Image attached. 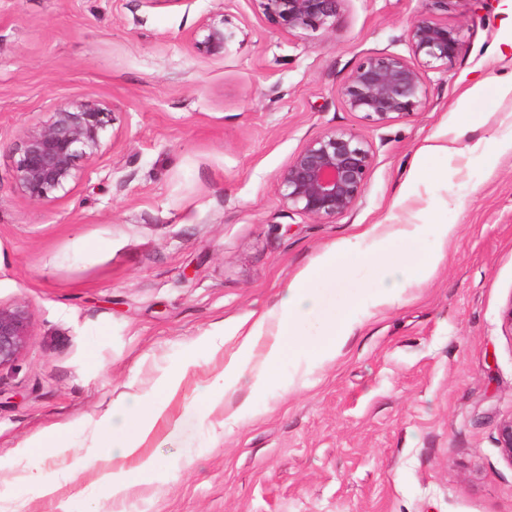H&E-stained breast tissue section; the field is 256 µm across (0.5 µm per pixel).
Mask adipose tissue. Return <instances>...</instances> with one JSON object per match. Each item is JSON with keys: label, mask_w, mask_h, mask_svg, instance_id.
Listing matches in <instances>:
<instances>
[{"label": "adipose tissue", "mask_w": 512, "mask_h": 512, "mask_svg": "<svg viewBox=\"0 0 512 512\" xmlns=\"http://www.w3.org/2000/svg\"><path fill=\"white\" fill-rule=\"evenodd\" d=\"M456 230L453 224H376L354 239L324 250L297 272L272 308L250 313L233 326L230 336L236 349L224 362L220 390L202 389L180 417L170 418L169 403L183 377L182 371L174 370L163 375L149 393L133 397L99 419V458L112 467L99 483L102 493L123 500L154 472L155 462L145 454L143 445L157 424H164L169 439H186L190 426L206 417L216 394L234 393L245 378L251 382L250 395L235 415L255 416L258 400L277 381V369L285 359H292L295 370L303 374L334 360L360 324L362 307L400 302L406 288L428 279L444 259L448 240ZM426 234L435 238L436 249L411 260L407 245ZM354 253L374 257L378 276L368 288L366 304L353 301L338 311L329 307L322 287L346 276L347 260ZM312 322L320 325L321 332L308 342L300 332Z\"/></svg>", "instance_id": "obj_1"}]
</instances>
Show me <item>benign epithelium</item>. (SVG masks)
I'll return each mask as SVG.
<instances>
[{
  "label": "benign epithelium",
  "instance_id": "1",
  "mask_svg": "<svg viewBox=\"0 0 512 512\" xmlns=\"http://www.w3.org/2000/svg\"><path fill=\"white\" fill-rule=\"evenodd\" d=\"M255 11L276 29L294 36L336 30L345 0H252ZM428 8L406 30L410 56L374 52L362 57L339 89L344 108L374 126L406 118L427 103L425 74L446 73L462 53V29L442 14L448 0H427ZM235 33L225 20L204 19L193 35L197 52L224 57ZM108 108L98 99L59 106L51 119L21 138L16 151L17 181L29 199L49 204L68 194L80 159L96 158L102 148ZM374 163L372 146L338 129L307 141L278 173L281 205L290 213L325 221L360 205ZM30 318L20 305L0 304V368L13 365L30 343ZM498 448L512 462V417L501 422Z\"/></svg>",
  "mask_w": 512,
  "mask_h": 512
}]
</instances>
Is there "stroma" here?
<instances>
[{
    "label": "stroma",
    "instance_id": "obj_1",
    "mask_svg": "<svg viewBox=\"0 0 512 512\" xmlns=\"http://www.w3.org/2000/svg\"><path fill=\"white\" fill-rule=\"evenodd\" d=\"M426 0H346L334 32L275 30L252 0H0V303L27 306L29 346L0 369V512H512V462L497 446L512 417V0H450L466 46L427 72L426 107L376 127L338 91L372 52L408 55ZM237 36L223 59L197 54L205 17ZM489 90L468 107L474 83ZM95 98L109 122L98 159L78 164L52 204L16 180V145L65 103ZM371 144L358 209L319 223L284 210L276 177L331 129ZM448 157L415 185L447 200L445 259L401 302L365 312L335 360L307 376L280 367L257 417L217 403L190 449L157 430V472L120 504L99 490L95 427L112 407L189 369L169 412L224 371L208 337L272 307L323 250L395 206L427 140ZM376 273L354 255L331 298L361 297ZM67 431L71 446L48 447ZM42 445L53 495L17 485Z\"/></svg>",
    "mask_w": 512,
    "mask_h": 512
}]
</instances>
